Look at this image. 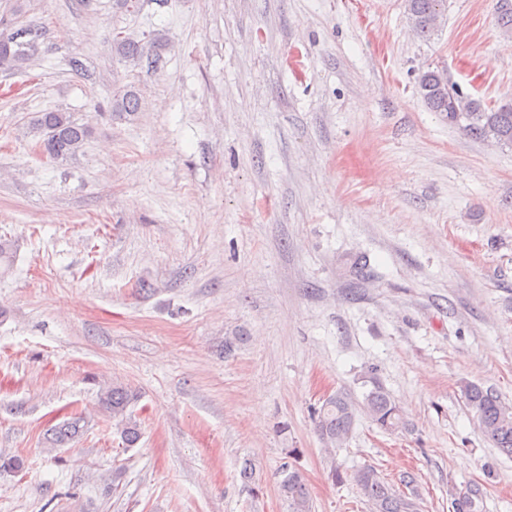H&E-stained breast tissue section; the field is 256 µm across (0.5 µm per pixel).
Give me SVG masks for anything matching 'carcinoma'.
Masks as SVG:
<instances>
[{"label": "carcinoma", "instance_id": "obj_1", "mask_svg": "<svg viewBox=\"0 0 512 512\" xmlns=\"http://www.w3.org/2000/svg\"><path fill=\"white\" fill-rule=\"evenodd\" d=\"M446 0H405L407 13L414 20L420 36L429 38L438 29L437 18ZM42 28L28 25L13 34L14 42L0 40V68L18 70L28 65L39 51ZM160 40L142 44L112 33V55L118 61L137 64L154 51ZM416 91L427 109L437 112L448 123L462 127L467 133L498 144L512 145V104L498 108L484 106L480 101L464 95L449 83L438 70L423 71L417 77ZM141 98L135 87L125 86L112 96V114L127 118L139 111ZM30 132L38 138L40 152L52 160H66L80 152L92 134L89 125L78 122L71 113L60 110L37 112L31 117ZM371 389L364 394L363 407L371 421L383 431H395L405 426L404 418L389 392L371 378ZM468 404L475 409L484 437L497 448L512 453V406L506 405L496 393L474 383L463 386ZM137 394L114 386L101 394L102 406L117 422L125 447L133 448L140 440V425L129 408ZM315 429L322 440L337 444L348 438L355 421V410L346 394L338 392L314 409ZM81 419L70 418L44 433L47 448H61L81 435ZM353 481L367 498L372 512H420L418 495L414 492L416 479L409 474L403 485L411 492L400 491L382 479L372 467L357 470ZM280 490L288 500L290 512H312V502L302 475L291 471L280 481Z\"/></svg>", "mask_w": 512, "mask_h": 512}]
</instances>
